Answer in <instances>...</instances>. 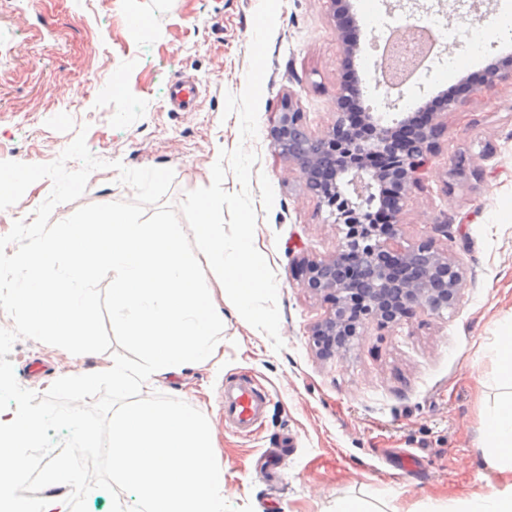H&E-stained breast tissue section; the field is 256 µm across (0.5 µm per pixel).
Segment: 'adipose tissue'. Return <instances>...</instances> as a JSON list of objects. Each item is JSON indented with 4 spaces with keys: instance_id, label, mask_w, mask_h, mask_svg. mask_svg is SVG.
<instances>
[{
    "instance_id": "ef3b65f1",
    "label": "adipose tissue",
    "mask_w": 512,
    "mask_h": 512,
    "mask_svg": "<svg viewBox=\"0 0 512 512\" xmlns=\"http://www.w3.org/2000/svg\"><path fill=\"white\" fill-rule=\"evenodd\" d=\"M494 351L498 360L496 379L508 392L483 413L488 443L485 459L505 476L506 483L457 500L448 512H512V331L496 337Z\"/></svg>"
}]
</instances>
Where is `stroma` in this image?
Here are the masks:
<instances>
[{
  "mask_svg": "<svg viewBox=\"0 0 512 512\" xmlns=\"http://www.w3.org/2000/svg\"><path fill=\"white\" fill-rule=\"evenodd\" d=\"M361 24L357 75L374 83V63L397 16L451 20L496 16L503 0H350ZM259 0H114L111 10L85 0H0V161L56 160L86 128L90 152L105 160L82 196L55 207L68 218L89 204L131 201L112 162L170 168L164 201L208 186L219 150L246 144L257 153L251 189L255 245L278 284L282 350L224 312V363L189 367L162 394L208 418L224 468L229 502L254 512H333L350 499L376 512H446L453 501L501 486L484 460L482 413L502 390L492 380L488 347L512 328V79L483 86L449 113L429 181L413 189L401 216L408 242L434 239L463 271L460 299L438 314L415 312L370 322L342 356L321 353L312 330L328 311L320 296L293 281L297 257H321L336 245L327 208L307 196L288 162L275 156L271 128L287 95L318 132L334 123L336 86L346 58L324 0H282L258 108V134L241 141L237 115H224L226 93L246 85L253 14ZM146 16L143 27L127 16ZM505 39L460 37L443 43L430 70L404 89L400 112L417 111L440 92L496 62ZM195 78L187 112L170 111V85ZM50 180L33 183L0 210V236L32 222ZM448 215L447 233L432 219ZM17 381L45 394L62 371H103L112 353L72 355L18 340L9 355ZM254 380L273 402L259 431L244 436L221 417L224 384ZM417 470L396 467L401 454Z\"/></svg>",
  "mask_w": 512,
  "mask_h": 512,
  "instance_id": "35a3bbf8",
  "label": "stroma"
}]
</instances>
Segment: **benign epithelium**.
<instances>
[{
    "mask_svg": "<svg viewBox=\"0 0 512 512\" xmlns=\"http://www.w3.org/2000/svg\"><path fill=\"white\" fill-rule=\"evenodd\" d=\"M336 22L343 52L355 54L359 44L348 42L340 24L344 0H327ZM420 20L408 15L394 30L376 63L383 85L402 90V74L425 67L430 55L408 54L403 41L418 30ZM336 121L319 133L303 122L298 99L288 95L271 130L276 155L296 171L307 195L330 209L336 224V248L315 259L295 261L298 285L330 303L328 314L312 331L320 336H363L368 321L395 322L420 309L436 314L454 306L460 298L463 273L433 239L404 244L400 221L412 190L432 173L438 138L444 130L443 113L410 132L409 148L400 159V169L391 173L368 164V159L390 153L397 133L412 115L405 113L389 121L364 102L362 83L341 80L335 95ZM353 104L367 125V132L346 127L343 105ZM400 182L387 224L366 223L362 201L377 203L390 178ZM368 304L358 322L349 323L351 304L358 297Z\"/></svg>",
    "mask_w": 512,
    "mask_h": 512,
    "instance_id": "obj_1",
    "label": "benign epithelium"
}]
</instances>
